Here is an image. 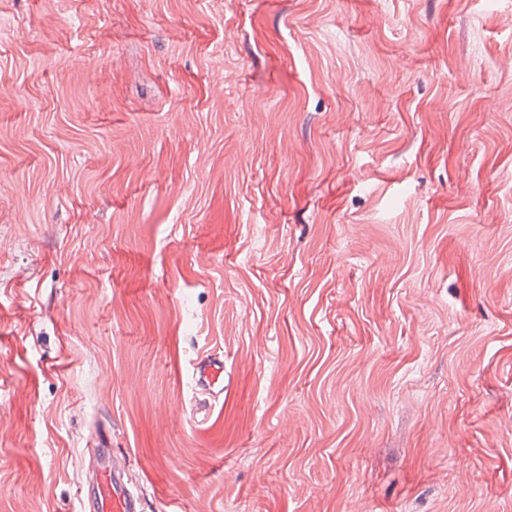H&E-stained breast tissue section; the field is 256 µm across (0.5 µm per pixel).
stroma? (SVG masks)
<instances>
[{"instance_id": "1", "label": "stroma", "mask_w": 512, "mask_h": 512, "mask_svg": "<svg viewBox=\"0 0 512 512\" xmlns=\"http://www.w3.org/2000/svg\"><path fill=\"white\" fill-rule=\"evenodd\" d=\"M104 445L143 512H512V0H0V512ZM193 383L207 387L214 397L224 394V358L215 354L202 355L193 369Z\"/></svg>"}]
</instances>
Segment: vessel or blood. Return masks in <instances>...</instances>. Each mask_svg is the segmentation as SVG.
<instances>
[{
  "mask_svg": "<svg viewBox=\"0 0 512 512\" xmlns=\"http://www.w3.org/2000/svg\"><path fill=\"white\" fill-rule=\"evenodd\" d=\"M195 385L208 388L213 396L224 392V360L220 356H201L193 369ZM99 465L82 488L81 506L86 512H140L141 497L132 492L121 472L111 469L109 451H98Z\"/></svg>",
  "mask_w": 512,
  "mask_h": 512,
  "instance_id": "obj_1",
  "label": "vessel or blood"
}]
</instances>
